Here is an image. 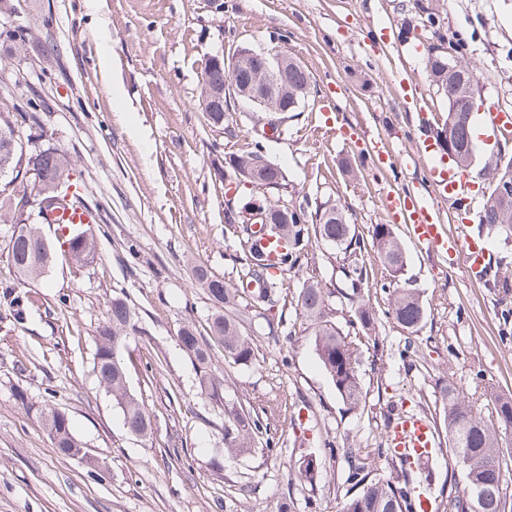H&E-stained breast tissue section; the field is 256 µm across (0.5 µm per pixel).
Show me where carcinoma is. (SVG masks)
Masks as SVG:
<instances>
[{"label": "carcinoma", "mask_w": 512, "mask_h": 512, "mask_svg": "<svg viewBox=\"0 0 512 512\" xmlns=\"http://www.w3.org/2000/svg\"><path fill=\"white\" fill-rule=\"evenodd\" d=\"M427 66L433 71V80L443 85L463 88L475 82V75L468 66L453 63L457 70H448V59L429 56ZM308 71L288 69V94L300 89H311ZM42 104L35 98L21 99L12 104V112L21 119L36 121V112ZM472 121L466 112H449L435 134L448 133L456 155L464 166L473 164L475 157L469 152ZM264 146L257 141L253 148L230 160L238 171L249 170L256 182L267 188L286 190L284 177L274 165L259 167L256 162L264 158ZM34 177L38 193L31 199L16 198L0 190V215H8L18 226L11 238L9 256L17 272L26 280H39L45 276L53 258V251L43 247L38 237L32 216L50 211L69 203L85 206L79 191H70L73 186V167L70 158L52 145L43 146L27 157L15 155L0 144V169L14 172L20 168ZM512 167V156L501 161V156L491 155L486 159L483 171L488 182L503 178ZM272 224L266 231L267 246L255 249L250 241L248 226L241 225L247 250L240 285L230 284L211 276L206 269H195L196 282L206 290L217 310L210 318V338L196 334L190 326L179 330L178 338L183 351L194 362L199 371L201 393L213 400L222 398L224 379L214 371L215 355L212 342H217L224 352V360L245 365L255 359L253 341L247 336L240 321L231 310L246 302V307L261 309L274 307L283 298L282 286L269 272L277 267L291 271L301 267L308 256L310 236L343 254V275L346 291L341 297L357 305L352 330L344 331L329 315V298L332 291L318 282H308L301 289L297 305L309 324L310 340L314 346L322 369L333 383L336 393L350 409L365 403V395L359 374V360L355 337L374 338L376 318L362 303L363 292L373 286L367 269L358 261L364 239L356 232V226L336 205L324 204L322 208H311L309 201L281 199L267 204ZM479 227L489 233L512 234V203L488 188ZM68 258L77 265L94 261L96 245L92 234L85 231L67 239ZM372 247L380 259L386 275L381 289L388 294L386 316L408 334L421 328L426 312L420 293L403 279L406 258L404 250L388 224H377L373 228ZM500 303L503 306V321L512 316V274L503 272L495 278ZM136 333L133 312L121 298L112 299L105 323L96 336L93 368L104 388L112 392L116 406L121 410L124 425L129 433L147 437L152 431L150 415L142 403L129 391L126 367L120 348L125 337ZM497 424H489L474 411L462 392L448 383L440 388L442 425L445 452L448 453L450 476L461 475L464 487L448 483V493L441 495L434 512H506L508 468L502 448V434L512 431V395L495 397ZM39 420L54 440L58 452L68 455V449L81 447L73 435L68 416L56 407H34ZM268 424L255 413L243 407L224 410V448L232 453L249 452L256 442L264 438ZM351 467L347 477L348 489L341 512H424L420 500L408 493L411 468L397 456L396 450L378 448L373 457L350 454ZM385 461L399 467L395 475L386 477L380 473L379 462Z\"/></svg>", "instance_id": "obj_1"}]
</instances>
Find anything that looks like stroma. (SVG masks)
I'll list each match as a JSON object with an SVG mask.
<instances>
[{"label":"stroma","mask_w":512,"mask_h":512,"mask_svg":"<svg viewBox=\"0 0 512 512\" xmlns=\"http://www.w3.org/2000/svg\"><path fill=\"white\" fill-rule=\"evenodd\" d=\"M0 25L25 44L0 47V107L37 94L36 122H18L24 149L49 139L67 153L78 189L97 215V260L85 267L63 253L45 277L23 280L8 251L13 224L0 221V512H339L347 491L346 449L373 454L395 410L438 419V391L453 383L496 423L494 397L512 393V338L503 335L500 299L459 260L429 252L385 206L389 188L448 166L424 145L415 120H439L448 97L431 81L426 48L465 40L482 99L512 110V0H0ZM284 47L312 77L281 134L265 138L253 112L207 125L200 107L205 62L239 45ZM112 60L104 71L102 55ZM263 141L289 192L338 205L363 236L391 225L406 253L405 276L426 317L414 361L400 360L405 334L385 316L387 296L366 291L378 341L362 340L366 402L351 410L320 367L306 323L295 311L306 282L332 292L337 325L353 318L334 248L312 240L300 268L276 272L283 309L256 317L248 332L252 364L216 354L222 400L201 395L178 332L206 334L212 302L192 268L237 282L241 233L224 217L225 158ZM379 141L385 168L361 149ZM482 179L469 173V211L440 201L448 235L476 233ZM22 296L21 323L9 298ZM127 299L137 332L121 354L130 389L152 420L149 437L130 434L121 410L93 372L97 329L113 297ZM278 323L267 335L265 322ZM51 403L71 420L88 454H60L24 401ZM267 411L272 453L224 448V407ZM315 457L314 479L299 467Z\"/></svg>","instance_id":"stroma-1"}]
</instances>
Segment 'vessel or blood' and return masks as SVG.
<instances>
[{
	"label": "vessel or blood",
	"instance_id": "vessel-or-blood-1",
	"mask_svg": "<svg viewBox=\"0 0 512 512\" xmlns=\"http://www.w3.org/2000/svg\"><path fill=\"white\" fill-rule=\"evenodd\" d=\"M466 174L446 175L434 166L426 167L422 179L406 187L390 190L386 195L392 216L409 224L417 243L441 254L462 258L469 277L483 279L493 268L494 257L486 240L470 234L448 236L437 215L440 199L447 194L462 195ZM48 220L76 231L83 225L96 223L94 212L83 207L50 212ZM387 438L399 458L410 466L430 461L437 453L436 433L431 421L423 415H399L389 428Z\"/></svg>",
	"mask_w": 512,
	"mask_h": 512
}]
</instances>
